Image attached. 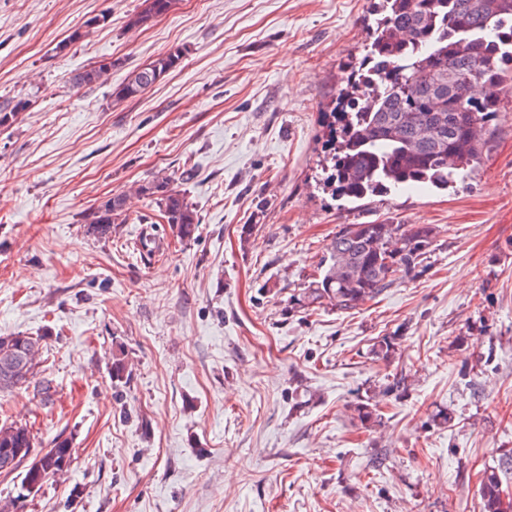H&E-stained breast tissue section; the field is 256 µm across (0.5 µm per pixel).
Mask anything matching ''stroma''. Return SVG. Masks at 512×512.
Returning a JSON list of instances; mask_svg holds the SVG:
<instances>
[{"label":"stroma","instance_id":"obj_1","mask_svg":"<svg viewBox=\"0 0 512 512\" xmlns=\"http://www.w3.org/2000/svg\"><path fill=\"white\" fill-rule=\"evenodd\" d=\"M0 0V335L45 334L55 393L0 395L36 448L71 440L64 477L17 512H482L512 450V91L480 165L446 190L349 202L323 185L341 71L371 0ZM90 35L68 43L75 30ZM179 49L139 97L132 70ZM108 62L109 80L72 73ZM194 172L178 237L134 189ZM126 193L125 223L86 216ZM344 224H431L424 271L340 312L292 308ZM393 337L392 361L373 348ZM124 352L122 381L112 355ZM405 381L384 396L387 379ZM380 399L368 425L360 399ZM451 414L437 424L438 411ZM145 7L141 11L131 14L128 18V26L139 28L146 25L153 18L168 13L174 3V0H144ZM126 194L112 195L99 205L87 218L84 232L88 236L99 239L112 236V224H122L126 221Z\"/></svg>","mask_w":512,"mask_h":512}]
</instances>
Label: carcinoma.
<instances>
[{"label": "carcinoma", "instance_id": "cac0c4a2", "mask_svg": "<svg viewBox=\"0 0 512 512\" xmlns=\"http://www.w3.org/2000/svg\"><path fill=\"white\" fill-rule=\"evenodd\" d=\"M144 9L128 18L139 28L168 13L174 0H144ZM379 18L368 33L366 53L346 76L329 112L332 172L324 185L338 197L361 200L392 189L427 186L446 190L466 179L480 164L488 144L497 100L482 95L485 86L512 89V0H380ZM182 60L180 50L156 57L132 71L117 89L118 100L136 98ZM110 64L78 71L76 87L107 79ZM453 76V82L446 77ZM156 178L139 185L167 223L183 239L193 238L198 217L179 181ZM127 196L113 195L87 218L84 232L112 237V225L126 221ZM437 234L431 224H344L328 247L317 273L293 302L306 311L325 304L349 310L381 295L402 271L423 266ZM45 336H0V355L11 350L14 370L0 371V393L35 384L45 400L53 380L36 379ZM356 418L370 422L377 402L369 397L353 406ZM31 428L0 425V448H32ZM67 439L52 445L24 466L22 487L35 474L40 484L67 473L70 465L47 471L44 457L64 455ZM512 474V452L484 470L479 495L482 512H512V493L503 478Z\"/></svg>", "mask_w": 512, "mask_h": 512}]
</instances>
